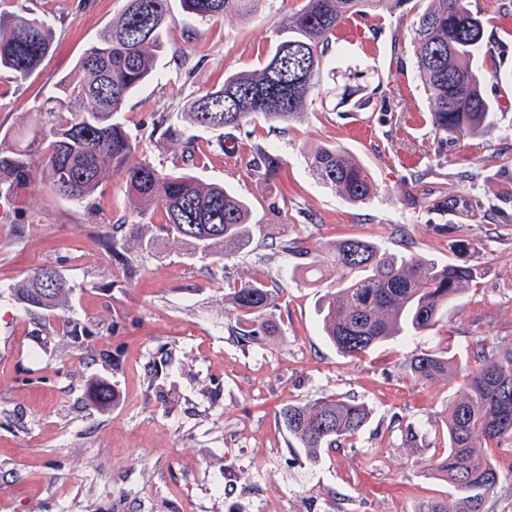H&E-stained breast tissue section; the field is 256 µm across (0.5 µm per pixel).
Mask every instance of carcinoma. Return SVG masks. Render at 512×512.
Returning <instances> with one entry per match:
<instances>
[{
  "label": "carcinoma",
  "mask_w": 512,
  "mask_h": 512,
  "mask_svg": "<svg viewBox=\"0 0 512 512\" xmlns=\"http://www.w3.org/2000/svg\"><path fill=\"white\" fill-rule=\"evenodd\" d=\"M264 0H179L187 17L221 21L229 15L254 16ZM416 10L410 32L416 72L433 125L445 132L478 136L494 106L484 91L477 58L485 43L484 21L471 0H303L300 9L280 19L269 57L258 68L227 76L224 84L188 101L185 115L197 128L224 135L255 118L289 123L305 115L316 96L332 93L344 103L366 87L359 67L345 64L337 32L350 19L383 10ZM171 0H127L124 11L107 25L77 61L74 73L37 107L33 132L0 152V185L26 186L27 163L41 155L40 175L56 195L83 202L91 199L109 173L125 179L131 212L141 223L128 233L112 226L109 248L122 262L131 250L154 249L162 242L184 243L190 255L216 261L245 252L252 243V208L247 199L221 184H207L181 171L163 172L137 157L139 141L119 120L129 95L158 75L162 55L182 59L185 48L171 45L164 33L172 18ZM53 45L51 23L15 15L0 19V70L24 79L35 73ZM161 135L183 143L182 164L194 160V138H183L169 115L158 116ZM314 179L351 204L377 196L366 168L343 148L314 150L307 158ZM250 174L272 182L282 159L258 150L248 162ZM160 224H144L149 213ZM281 251L299 259L296 269L322 277L315 250L291 243ZM331 267L339 288L322 304L323 329L338 353L358 357L403 332L421 333L439 321L442 310L474 288L481 271L456 262L438 264L418 254H398L363 237L350 236L331 247ZM353 277H348V274ZM71 286L53 266L33 272L12 296L34 323L44 327L68 305ZM236 319L233 334L248 342L275 327L278 294L259 277L241 281L227 294ZM62 338L76 350L94 333L75 316L63 315ZM401 368L417 384L449 376L458 364L440 352H423ZM463 395L448 405V447L431 466L448 483V498L422 504L417 512H488L486 502L500 473L480 451L484 445L512 442V350L478 351L461 370ZM289 437L315 460L322 448H339L352 440L371 416L364 403L336 396L290 402L279 412Z\"/></svg>",
  "instance_id": "obj_1"
}]
</instances>
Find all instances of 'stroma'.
<instances>
[{
	"instance_id": "obj_1",
	"label": "stroma",
	"mask_w": 512,
	"mask_h": 512,
	"mask_svg": "<svg viewBox=\"0 0 512 512\" xmlns=\"http://www.w3.org/2000/svg\"><path fill=\"white\" fill-rule=\"evenodd\" d=\"M302 3L266 0L252 18L218 23L185 21L173 6L166 38L188 56L165 58L161 78L121 114L139 159L166 171L179 164L181 145L155 129L159 114L180 115L226 74L262 64L277 21ZM124 5L0 0V14L44 16L54 31L53 51L31 77L0 71V132L34 126L38 103ZM472 5L485 25L481 63L495 110L482 136L434 130L413 68L414 17L386 11L339 32L350 61L380 78L369 101L355 95L340 105L330 96L297 122L254 120L232 132V154L217 133L186 126L197 141L191 172L252 205V247L238 257L215 264L174 244L141 253L126 274L106 248L109 225L135 221L117 174L85 202L60 198L37 176L0 196V512H417L447 497L428 461L445 450L444 419L462 380L416 384L400 364L423 351L463 366L480 346L512 350V14L500 0ZM322 145L365 163L378 196L353 206L318 184L306 159ZM259 146L284 161L274 182L247 169ZM351 235L441 264H476L482 277L435 328L345 358L322 331L335 277H303L278 244L295 241L324 258L328 244ZM44 264L73 285L71 312L94 331L92 350L111 351V360L65 349L14 301L12 287ZM257 272L279 287L277 330L244 343L224 295ZM100 385L115 391L109 405L94 398ZM327 395L363 402L372 414L352 444L311 461L291 447L278 411ZM486 455L501 474L489 512H512V446Z\"/></svg>"
}]
</instances>
